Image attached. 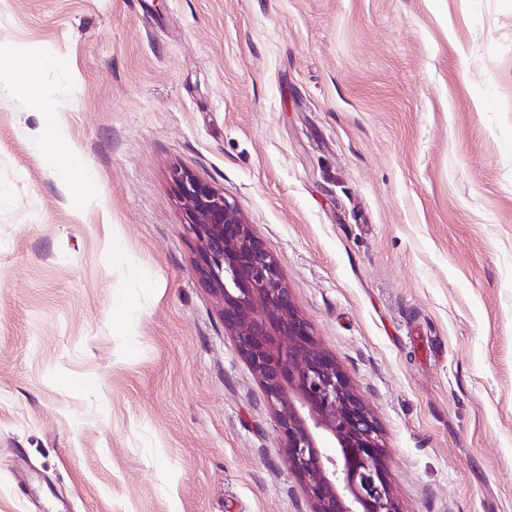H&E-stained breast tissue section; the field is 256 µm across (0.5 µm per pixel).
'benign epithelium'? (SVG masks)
I'll return each mask as SVG.
<instances>
[{"label": "benign epithelium", "mask_w": 512, "mask_h": 512, "mask_svg": "<svg viewBox=\"0 0 512 512\" xmlns=\"http://www.w3.org/2000/svg\"><path fill=\"white\" fill-rule=\"evenodd\" d=\"M172 181L200 245V281L263 387L311 512H398L377 422L299 315L278 259L224 191L181 168Z\"/></svg>", "instance_id": "obj_1"}]
</instances>
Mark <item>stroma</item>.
Listing matches in <instances>:
<instances>
[{"instance_id":"stroma-1","label":"stroma","mask_w":512,"mask_h":512,"mask_svg":"<svg viewBox=\"0 0 512 512\" xmlns=\"http://www.w3.org/2000/svg\"><path fill=\"white\" fill-rule=\"evenodd\" d=\"M0 45L59 62L0 81V512H309L176 168L279 258L399 512H512V0H0ZM39 144L57 172L59 182L71 203H77L96 189V178L84 159L69 147V139L53 122L54 106L42 105Z\"/></svg>"}]
</instances>
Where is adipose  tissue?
I'll return each instance as SVG.
<instances>
[{"label": "adipose tissue", "mask_w": 512, "mask_h": 512, "mask_svg": "<svg viewBox=\"0 0 512 512\" xmlns=\"http://www.w3.org/2000/svg\"><path fill=\"white\" fill-rule=\"evenodd\" d=\"M54 64L37 52L0 46V79H11L22 96L32 95L40 73ZM39 144L55 169L70 202L76 203L96 189V178L84 159L69 146L67 136L52 120L53 107L41 108Z\"/></svg>", "instance_id": "obj_1"}]
</instances>
